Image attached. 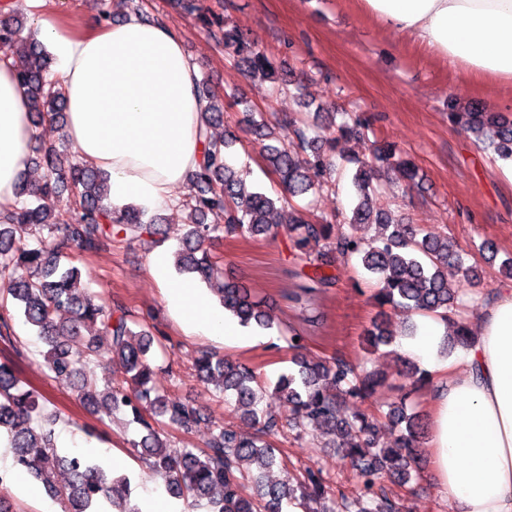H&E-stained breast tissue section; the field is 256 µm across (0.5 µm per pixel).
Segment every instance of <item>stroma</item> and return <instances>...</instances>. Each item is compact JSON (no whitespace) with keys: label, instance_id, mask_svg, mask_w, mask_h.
Returning a JSON list of instances; mask_svg holds the SVG:
<instances>
[{"label":"stroma","instance_id":"obj_1","mask_svg":"<svg viewBox=\"0 0 512 512\" xmlns=\"http://www.w3.org/2000/svg\"><path fill=\"white\" fill-rule=\"evenodd\" d=\"M197 2L274 53L292 79L303 82L306 101L298 103L294 95L271 91L268 84L251 77L197 15L175 7L172 0H140L144 12L163 15L181 32L187 54L199 63L201 78L217 95L236 93L255 111L280 115L299 111L309 120L317 106L330 103L339 111L367 113L375 134L388 137L420 169L416 185L394 184L384 194L382 204L392 217L426 232L448 235L469 251L486 238L496 243L498 259L484 264L481 288H471L459 276L451 278L467 302L464 313L470 327H477V309L470 306V298L477 292L489 295L505 284L500 263L512 259V170L478 152L472 139L449 123L448 100L479 101L490 111L512 114V83L478 78L448 64L432 49L378 23L361 9L360 0ZM228 129L237 136L230 152L247 184L273 196L280 194L282 188L254 145L239 107L227 108L215 133L220 136ZM161 215L168 226L164 242L146 236L115 241L90 255L72 247L62 262L80 269L98 301L124 304L161 338V346L151 353L153 363L173 367L178 379L172 395L205 416L190 437L194 446H203L211 418L224 413L215 390L199 384L193 375L194 359L203 349L253 368L266 388L267 407L278 405L271 388L290 365L292 333L304 336L307 359L339 356L383 378L374 398L363 403L364 411L378 412L396 396L405 382L406 357L396 345L375 349L365 341L364 331L378 312L371 297L376 282L357 260L337 259L332 268L336 287L307 293L285 238L219 241L215 252L224 262L225 274L268 303L274 318L269 342L223 343L186 331L165 299L170 284L157 282L149 273L152 253L163 246L177 250L186 232L182 207L162 210ZM14 329L24 354L21 376L46 396L44 411L56 417L55 434L70 433L73 444L92 450L98 443L87 437V430L105 436L107 454L132 476L136 498L151 497L163 512H181L182 502L165 495L160 479L149 476L134 456L129 442L139 437L138 426L122 413L102 418L86 411L72 385L50 378L43 365L45 345L22 322H15ZM283 448L286 460L271 471L270 481L294 484L299 470L309 466L321 470L336 499V512H345V502L358 497L355 473L332 444L305 433L288 436ZM418 453L419 478L405 485L382 480L383 491L408 512H449L447 497L435 486L428 446L420 445Z\"/></svg>","mask_w":512,"mask_h":512}]
</instances>
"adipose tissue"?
Listing matches in <instances>:
<instances>
[{"label": "adipose tissue", "mask_w": 512, "mask_h": 512, "mask_svg": "<svg viewBox=\"0 0 512 512\" xmlns=\"http://www.w3.org/2000/svg\"><path fill=\"white\" fill-rule=\"evenodd\" d=\"M365 12L450 64L512 81V0H362ZM36 38L55 55L67 100L65 135L82 160L110 176L115 213L174 207L175 187L194 170L204 104L200 66L171 26L129 13L82 33L41 14ZM33 137L29 98L0 63V204L14 200ZM170 308L191 331L222 340L251 332L203 302L191 281L169 289ZM480 333L451 357L444 323L427 316L406 350L432 376L429 446L435 483L453 512H512V284L482 307Z\"/></svg>", "instance_id": "1"}]
</instances>
